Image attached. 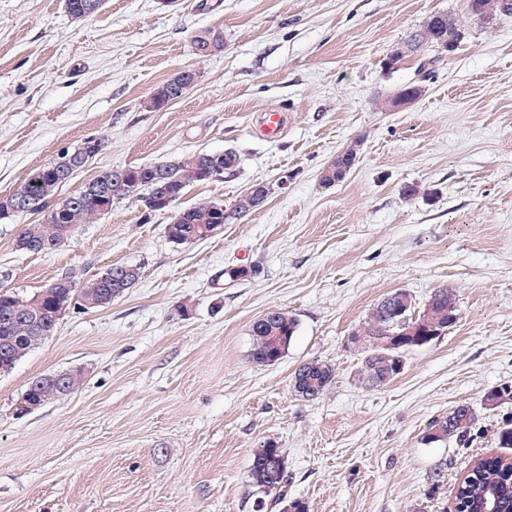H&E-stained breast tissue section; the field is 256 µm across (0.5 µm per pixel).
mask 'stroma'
<instances>
[{"label":"stroma","instance_id":"obj_1","mask_svg":"<svg viewBox=\"0 0 512 512\" xmlns=\"http://www.w3.org/2000/svg\"><path fill=\"white\" fill-rule=\"evenodd\" d=\"M462 0H105L71 19L64 0H0V198L64 149L102 151L60 188L99 171L233 151L223 181L177 203L232 205L250 185L259 209L188 246L169 241L173 211L113 203L50 253L17 250L41 214L0 223V288L28 297L53 280L82 283L115 265L137 283L95 310L67 309L53 334L0 374V512H254V450L285 454L288 495L308 512H454L458 483L497 453L512 406L484 410L512 384V14L486 25ZM436 12L466 31L430 80L418 56L385 63ZM224 49L198 57L199 30ZM198 80L161 110L153 87L180 70ZM423 82L406 107L389 101ZM286 115L262 136L263 112ZM359 159L326 187L322 170L353 140ZM418 186L406 198V186ZM246 266L254 275L225 277ZM439 288L458 320L406 352L399 377L361 384L345 340L394 291L424 305ZM282 309L298 321L284 357H250L253 322ZM318 359L335 371L314 400L292 374ZM73 368L82 385L21 416L29 382ZM477 410L466 445L430 443L429 422Z\"/></svg>","mask_w":512,"mask_h":512}]
</instances>
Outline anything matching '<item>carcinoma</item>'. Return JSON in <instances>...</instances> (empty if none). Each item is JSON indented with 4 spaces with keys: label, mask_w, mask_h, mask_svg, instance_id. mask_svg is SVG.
<instances>
[{
    "label": "carcinoma",
    "mask_w": 512,
    "mask_h": 512,
    "mask_svg": "<svg viewBox=\"0 0 512 512\" xmlns=\"http://www.w3.org/2000/svg\"><path fill=\"white\" fill-rule=\"evenodd\" d=\"M105 0H65L68 14L81 20L98 12ZM504 0H464L465 15L482 20V15L512 14V7L503 9ZM465 29L459 19L444 12L429 15L418 30L390 55L388 66L402 62L424 48L446 52L460 43ZM195 54L207 57L224 49V35L220 31L205 30L193 36ZM193 69H184L157 84L146 101V107L159 110L178 98V91L187 90L197 81ZM103 148V141L89 138L77 148L61 153L52 162L32 171L20 190L30 200L29 212L41 213L37 224H30L16 239V248L28 253L53 251L67 242L83 224H95L112 209V204L128 198H137L145 209L156 213L167 211L182 197L191 185L215 181L213 171H232L238 156L233 151L222 155L199 152L176 161L121 168L124 179L112 181V170L106 169L89 180L90 190L71 195L63 202L51 204L63 173L70 168L81 169L80 159L90 160ZM360 151V141L351 142L335 162V167L324 177L336 180V173L352 167ZM264 203V198L245 192L231 210L219 202H204L182 209L174 216L175 222L165 227L167 238L176 245H191L207 239L225 224L237 220ZM107 275H98L83 284L65 276L35 292L36 301L22 299L8 291H0V374L13 369L29 351L53 335L61 316L78 297L83 306L105 308L112 300L124 295L139 279V268L113 265ZM412 300H403V294L390 293L371 309L366 319L354 330L361 342L359 379L368 387L386 384L385 374L392 364L403 359L404 349L395 345V336L401 331L400 320H412ZM421 314L425 332L433 334L448 327L457 317V301L452 291L436 290L424 305ZM298 323L294 316L275 309L264 320H257L251 328V358L258 365H270L280 360L296 335ZM335 372L331 365L311 360L295 370L292 381L298 396L314 400L332 384ZM23 396L40 408L48 401L62 396L58 386L44 377L32 380ZM478 422L476 411L468 405H459L448 415L432 420L429 429L436 430L435 442L449 439L466 444L474 436ZM281 450L269 442L256 449L249 465V478L257 494L256 507L289 505L288 512H306L300 499L288 498V470L275 464ZM493 495L497 512H512V454L507 452L483 457L475 462L459 483L455 495V512H485L486 499Z\"/></svg>",
    "instance_id": "1"
}]
</instances>
